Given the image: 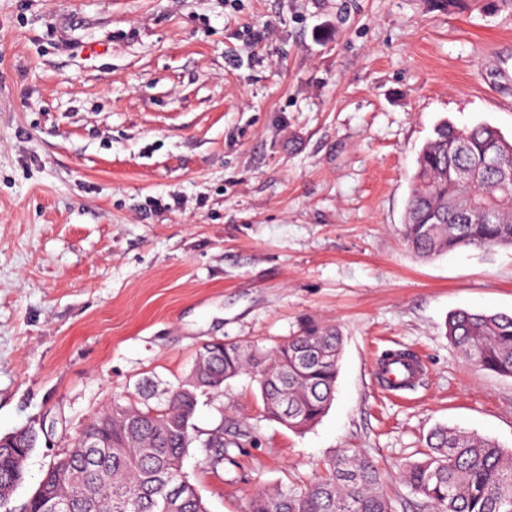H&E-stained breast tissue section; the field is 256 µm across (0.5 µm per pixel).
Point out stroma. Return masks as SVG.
Here are the masks:
<instances>
[{
  "mask_svg": "<svg viewBox=\"0 0 512 512\" xmlns=\"http://www.w3.org/2000/svg\"><path fill=\"white\" fill-rule=\"evenodd\" d=\"M262 34L254 42L253 34ZM443 118L512 137V5L435 0H0V436L39 440L20 508L112 403L157 406L206 342L339 327L311 429L243 373L200 395L183 470L210 512L303 486L343 450L400 466L445 426L512 449V378L446 335L512 314V247L421 260L402 239L417 152ZM389 349L423 364L389 393ZM249 432L213 469L198 440Z\"/></svg>",
  "mask_w": 512,
  "mask_h": 512,
  "instance_id": "1",
  "label": "stroma"
}]
</instances>
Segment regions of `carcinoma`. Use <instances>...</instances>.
Returning <instances> with one entry per match:
<instances>
[{
    "label": "carcinoma",
    "mask_w": 512,
    "mask_h": 512,
    "mask_svg": "<svg viewBox=\"0 0 512 512\" xmlns=\"http://www.w3.org/2000/svg\"><path fill=\"white\" fill-rule=\"evenodd\" d=\"M403 239L420 258L460 247H512V140L480 122L441 120L418 152L403 223ZM448 339L473 365L512 377V315L458 310L448 316ZM343 336L314 320L272 349L208 342L196 352L188 378L167 392L161 407L112 404L84 427L73 448L55 460L23 512H45L62 493L66 512H209L182 470L198 395L219 392L244 371L259 385L267 414L302 432L315 425L335 394ZM248 439L242 429L224 438L220 427L200 440L208 462L230 459L228 448ZM38 433L0 437V508L23 479ZM424 458L405 464L404 482L428 512H512V452L496 441L440 428L426 439ZM247 512H396L383 477L369 460L333 455L304 488L264 489Z\"/></svg>",
    "instance_id": "obj_1"
}]
</instances>
